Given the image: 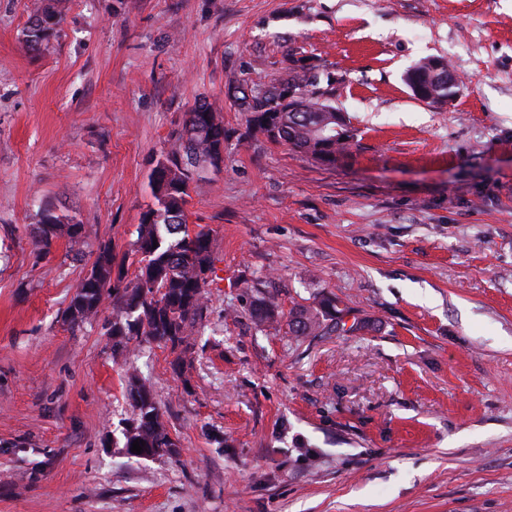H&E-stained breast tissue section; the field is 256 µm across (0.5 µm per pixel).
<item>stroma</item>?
Instances as JSON below:
<instances>
[{
    "label": "stroma",
    "mask_w": 512,
    "mask_h": 512,
    "mask_svg": "<svg viewBox=\"0 0 512 512\" xmlns=\"http://www.w3.org/2000/svg\"><path fill=\"white\" fill-rule=\"evenodd\" d=\"M61 16L32 50L45 5ZM332 81L327 166L250 136L230 83ZM425 57L446 106L403 81ZM224 120L190 184L212 237L193 349L64 323L101 242L130 250L186 114ZM85 224L49 250L42 210ZM334 297L362 324H257ZM146 385L179 445L116 448ZM0 512H512V0H0ZM434 58V57H431ZM431 58H425L416 62L405 74V79L410 74L417 75L420 80L426 84L433 86V79L429 72L428 63L433 70L434 83L438 85V91H434L431 87L423 86L422 84L414 81L407 80L408 88L412 95L418 100L433 104V105H445L447 104L457 93L458 80L448 74V64L438 58H434L428 62Z\"/></svg>",
    "instance_id": "35a3bbf8"
}]
</instances>
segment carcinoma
Here are the masks:
<instances>
[{"label":"carcinoma","mask_w":512,"mask_h":512,"mask_svg":"<svg viewBox=\"0 0 512 512\" xmlns=\"http://www.w3.org/2000/svg\"><path fill=\"white\" fill-rule=\"evenodd\" d=\"M58 18L46 8L34 16L26 30L27 42L36 47L45 40L41 17ZM288 86L300 94V112H287L280 119L276 142L324 163L350 146L353 130L336 122V113L325 92L319 88L315 65H296L291 69ZM236 102L247 112L248 130L254 135L271 137L270 129L256 110L270 102L260 97L256 86L240 83ZM224 144V121L209 104H197L187 113L179 144L157 161L150 175V187L156 207L145 211L132 248L119 255L108 243L99 245L90 272L76 286L69 305L63 310L64 322L75 325L91 319L106 301L112 302V351L124 349L132 340L155 343L186 353L191 348L190 332L202 318L211 267L210 232L191 230L186 224L188 190L196 169L212 162ZM66 235L78 244L87 236L85 225L64 224L49 210H44L37 225V245L50 247L53 239ZM137 266L128 276L127 266ZM252 312L259 322L280 315L276 306L261 296ZM325 321H336V301L322 299L318 308L297 306L288 312V330L294 336L316 332ZM134 417L122 430L123 450L132 458H149L178 453L177 441L161 420L157 403L147 388L140 386L131 394ZM143 441L141 453L131 452L134 441Z\"/></svg>","instance_id":"obj_1"}]
</instances>
